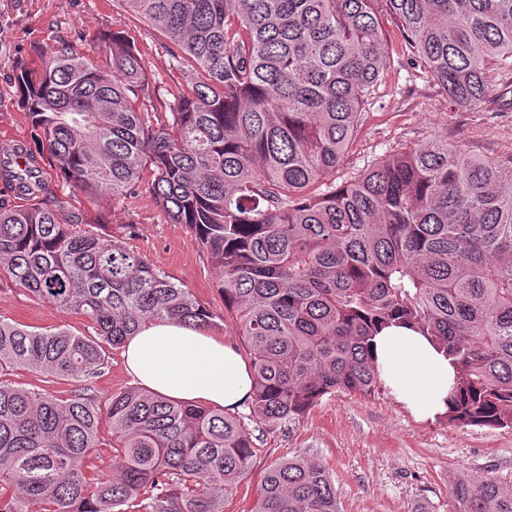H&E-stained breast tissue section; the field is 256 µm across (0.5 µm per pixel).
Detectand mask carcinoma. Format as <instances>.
<instances>
[{
  "label": "carcinoma",
  "mask_w": 512,
  "mask_h": 512,
  "mask_svg": "<svg viewBox=\"0 0 512 512\" xmlns=\"http://www.w3.org/2000/svg\"><path fill=\"white\" fill-rule=\"evenodd\" d=\"M176 46L187 85L158 105L134 40L112 34V73L68 45L15 82L35 150L112 202L146 197L190 227L224 294V324L253 369L247 413L142 388L106 404L91 380L142 324L213 325V313L124 238L81 229L44 169L0 179V264L94 334L0 320V512H224L252 472L253 428L323 397H369L373 340L404 326L451 361L448 423L512 428V161L434 140L336 185V168L386 67L377 0H122ZM415 60L471 108L512 69V0H385ZM74 379L60 399L17 369ZM108 425L111 438L101 436ZM109 447L116 465L99 474ZM448 512H512V474L449 481ZM249 512H340L329 469L271 463Z\"/></svg>",
  "instance_id": "1"
}]
</instances>
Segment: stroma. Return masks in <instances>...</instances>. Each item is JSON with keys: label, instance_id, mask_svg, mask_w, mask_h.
I'll use <instances>...</instances> for the list:
<instances>
[{"label": "stroma", "instance_id": "stroma-1", "mask_svg": "<svg viewBox=\"0 0 512 512\" xmlns=\"http://www.w3.org/2000/svg\"><path fill=\"white\" fill-rule=\"evenodd\" d=\"M388 45L387 67L370 96L361 128L351 141L337 182L359 173L390 153L442 139L469 155L512 160V112L480 105H454L446 92L414 61L389 16H382ZM115 31L132 36L145 69L161 88L185 83L171 57L172 45L155 29L125 12L121 0H0V136L30 141L32 127L18 106L15 65L68 44L105 61V42ZM47 166L51 188L67 197L86 231L106 237L133 225L126 244L186 288L215 316L224 314L218 274L191 229L171 223L147 199L113 203L108 195L89 199ZM0 320L80 334L88 323L19 288L0 271ZM252 473L224 512H248L261 472L273 460L297 452L320 459L333 475L344 512H419L425 506L448 512V476L512 472V429L449 425L446 417L418 420L390 390L372 397H324L299 420L256 433Z\"/></svg>", "mask_w": 512, "mask_h": 512}]
</instances>
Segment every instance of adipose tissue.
<instances>
[{
    "label": "adipose tissue",
    "instance_id": "1",
    "mask_svg": "<svg viewBox=\"0 0 512 512\" xmlns=\"http://www.w3.org/2000/svg\"><path fill=\"white\" fill-rule=\"evenodd\" d=\"M122 358L143 389L173 400L232 411L251 393L250 369L234 345L203 328L149 322L127 339ZM373 359L385 385L416 416L447 411L453 370L423 336L386 328L374 339Z\"/></svg>",
    "mask_w": 512,
    "mask_h": 512
}]
</instances>
